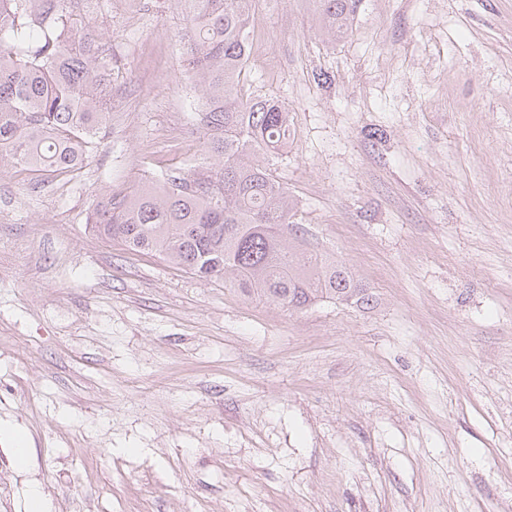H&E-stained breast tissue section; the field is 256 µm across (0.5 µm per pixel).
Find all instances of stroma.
Segmentation results:
<instances>
[{"instance_id":"stroma-1","label":"stroma","mask_w":512,"mask_h":512,"mask_svg":"<svg viewBox=\"0 0 512 512\" xmlns=\"http://www.w3.org/2000/svg\"><path fill=\"white\" fill-rule=\"evenodd\" d=\"M112 61L78 177L0 171V512H512V0H256L246 96L285 106L269 166L302 247L370 306L291 309L126 250L100 196L206 172L189 25L78 0ZM323 73L328 83L315 81ZM361 0H313V16L320 34L328 41L344 36L351 29ZM4 437L13 446V455L15 464L18 468H24L28 463V439L26 434L21 429H6L0 428V439Z\"/></svg>"}]
</instances>
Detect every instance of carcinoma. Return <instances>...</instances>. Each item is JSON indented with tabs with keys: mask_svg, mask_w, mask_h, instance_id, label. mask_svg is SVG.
<instances>
[{
	"mask_svg": "<svg viewBox=\"0 0 512 512\" xmlns=\"http://www.w3.org/2000/svg\"><path fill=\"white\" fill-rule=\"evenodd\" d=\"M189 9L188 66L205 107L200 122L217 167L171 168L133 195L109 193L89 223L131 251L153 252L200 278L290 308L373 294L334 259L307 254L293 231L295 205L259 157L291 136L288 112L243 97L254 0H170ZM360 0H313L328 41L352 27ZM72 0H0V169L51 175L82 165L112 108L106 58L86 42Z\"/></svg>",
	"mask_w": 512,
	"mask_h": 512,
	"instance_id": "obj_1",
	"label": "carcinoma"
}]
</instances>
